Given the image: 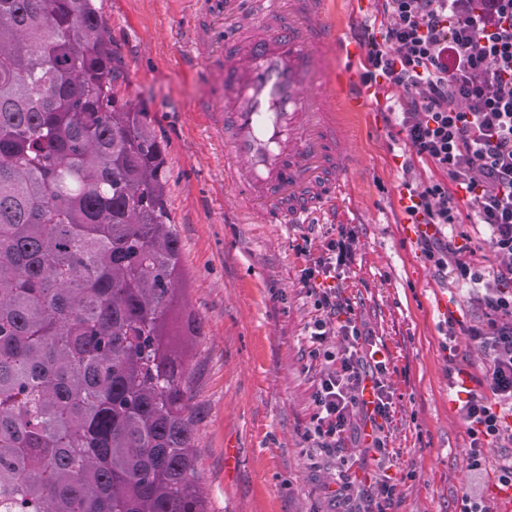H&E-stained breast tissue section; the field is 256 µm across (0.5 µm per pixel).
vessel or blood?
I'll return each mask as SVG.
<instances>
[{
  "instance_id": "obj_1",
  "label": "vessel or blood",
  "mask_w": 512,
  "mask_h": 512,
  "mask_svg": "<svg viewBox=\"0 0 512 512\" xmlns=\"http://www.w3.org/2000/svg\"><path fill=\"white\" fill-rule=\"evenodd\" d=\"M247 8L249 26L209 22L202 69L216 96L190 104L224 154V182L246 219L308 224L331 213L346 193L345 115L371 91L343 67L322 84L327 52L354 57L356 44L330 18L326 0H228Z\"/></svg>"
}]
</instances>
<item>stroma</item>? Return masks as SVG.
Masks as SVG:
<instances>
[{
    "label": "stroma",
    "mask_w": 512,
    "mask_h": 512,
    "mask_svg": "<svg viewBox=\"0 0 512 512\" xmlns=\"http://www.w3.org/2000/svg\"><path fill=\"white\" fill-rule=\"evenodd\" d=\"M112 35L118 98L148 112L166 145L168 204L182 246L181 286L202 321L189 387L195 417L197 472L210 512H348L336 495L344 473L376 468L370 454L346 439L341 456L320 452L306 431L325 370L313 359L307 327L319 313L298 277L312 253L337 235H356L353 261L340 282L359 323L387 358L392 394L386 431L398 481L395 512H460L464 493L512 512L497 470L512 445L493 443L473 469L464 393L449 389L448 317L470 324L483 309L450 273H436L405 212V183L440 179L412 155L391 121L393 100L347 113L354 164L349 191L334 216L310 224H244L229 200L224 162L214 137L187 112L213 95L181 57L204 53L194 0H99ZM375 0H330V12L354 41L378 31ZM183 34L174 41L173 31ZM469 388L488 394L489 357L467 336L455 338Z\"/></svg>",
    "instance_id": "1"
}]
</instances>
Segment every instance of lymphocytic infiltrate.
<instances>
[{"label": "lymphocytic infiltrate", "mask_w": 512, "mask_h": 512, "mask_svg": "<svg viewBox=\"0 0 512 512\" xmlns=\"http://www.w3.org/2000/svg\"><path fill=\"white\" fill-rule=\"evenodd\" d=\"M380 31L367 36L364 81L403 91L398 102L407 146L444 177L409 192L406 212L421 225L420 245L437 272L480 286L484 321L466 334L489 355L490 396L470 393L461 413L470 426L467 450L479 459L490 442L512 443V0H379ZM472 207L471 223L489 228L499 259L487 284L465 248L442 238L460 221L458 201ZM354 236L339 230L318 256L308 258L299 284L321 316L308 328L313 355L329 367L315 394L317 412L306 431L325 455L342 452L355 413L361 437L379 463L388 451L384 430L391 394L382 377L386 358L359 325L337 282L353 260ZM457 256L449 265V256ZM340 342L329 352V340Z\"/></svg>", "instance_id": "1"}]
</instances>
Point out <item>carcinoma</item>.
Listing matches in <instances>:
<instances>
[{
	"mask_svg": "<svg viewBox=\"0 0 512 512\" xmlns=\"http://www.w3.org/2000/svg\"><path fill=\"white\" fill-rule=\"evenodd\" d=\"M96 0H0V512H208L166 150Z\"/></svg>",
	"mask_w": 512,
	"mask_h": 512,
	"instance_id": "obj_1",
	"label": "carcinoma"
}]
</instances>
